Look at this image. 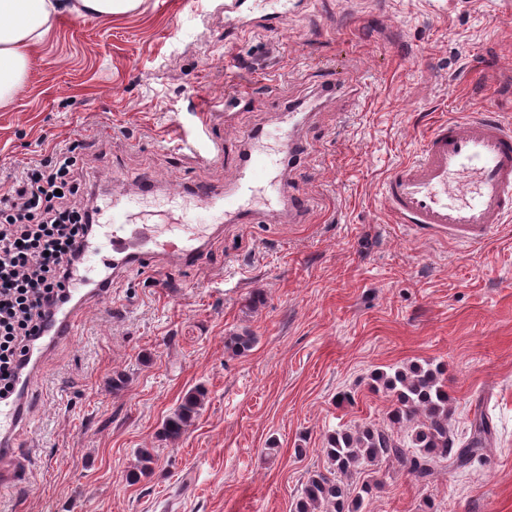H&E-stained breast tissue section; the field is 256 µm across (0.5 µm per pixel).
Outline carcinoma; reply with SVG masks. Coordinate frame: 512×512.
<instances>
[{"label":"carcinoma","instance_id":"carcinoma-1","mask_svg":"<svg viewBox=\"0 0 512 512\" xmlns=\"http://www.w3.org/2000/svg\"><path fill=\"white\" fill-rule=\"evenodd\" d=\"M255 337L236 333L227 346L238 354L251 350ZM440 369L410 364L378 377V383L394 402L390 427L364 425L337 430L327 437L326 471L309 473L297 498L295 512H361L369 483L355 482L365 468L383 462L397 463L407 474L427 482L440 471L466 469L493 451V435L487 414L474 413L470 433L459 436L451 421L450 398ZM203 393L188 392L164 422L166 439L179 440L192 425L202 406ZM153 454L137 452L129 473L133 483L152 474Z\"/></svg>","mask_w":512,"mask_h":512}]
</instances>
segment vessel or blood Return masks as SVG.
Listing matches in <instances>:
<instances>
[{
    "label": "vessel or blood",
    "mask_w": 512,
    "mask_h": 512,
    "mask_svg": "<svg viewBox=\"0 0 512 512\" xmlns=\"http://www.w3.org/2000/svg\"><path fill=\"white\" fill-rule=\"evenodd\" d=\"M274 168L268 155L247 148L233 169L223 200H216L205 185L190 188L189 194L195 208L220 204L226 218L246 221L250 218L246 203L256 193L279 195ZM382 196L397 223L470 248L485 246L499 224L512 217V128L493 113L436 122L418 158L397 164L386 176ZM108 227L101 245L85 249L83 260L92 267L111 263L110 276L53 308L51 325L26 360L18 389L12 398L0 401L1 491L24 488L30 481L29 465L17 456L13 434L30 418L32 380L44 359L71 339L85 301L108 299L113 279L143 264L165 260L191 266L206 256L203 237L184 233L178 223L161 231L153 224L133 223L129 210L116 209Z\"/></svg>",
    "instance_id": "1"
}]
</instances>
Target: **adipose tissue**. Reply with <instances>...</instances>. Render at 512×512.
<instances>
[{
  "instance_id": "obj_1",
  "label": "adipose tissue",
  "mask_w": 512,
  "mask_h": 512,
  "mask_svg": "<svg viewBox=\"0 0 512 512\" xmlns=\"http://www.w3.org/2000/svg\"><path fill=\"white\" fill-rule=\"evenodd\" d=\"M137 0H0V103L9 101L26 78L29 54L67 16L111 19Z\"/></svg>"
}]
</instances>
